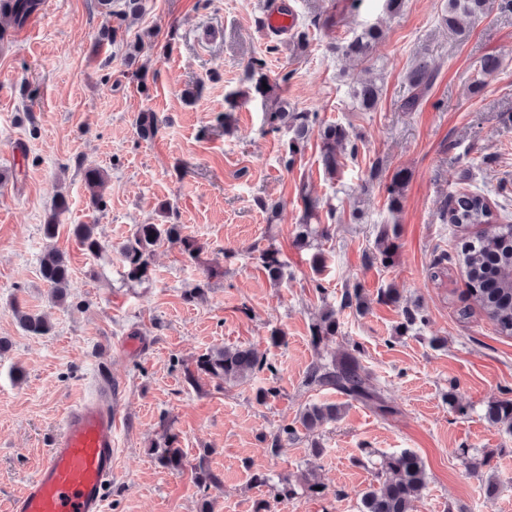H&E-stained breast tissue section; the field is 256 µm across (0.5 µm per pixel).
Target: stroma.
<instances>
[{
	"label": "stroma",
	"mask_w": 512,
	"mask_h": 512,
	"mask_svg": "<svg viewBox=\"0 0 512 512\" xmlns=\"http://www.w3.org/2000/svg\"><path fill=\"white\" fill-rule=\"evenodd\" d=\"M142 3L139 18L110 44L94 40L104 21L97 0H41L23 27L0 37V337L9 342L0 356V512L33 476L72 395L104 374L120 421L107 512H199L205 494L193 469L203 446L224 476L223 487L206 494L212 512H256L263 501L270 512H358L357 495L374 480L373 459L401 450L426 467L427 488L413 512H512V427L483 419L486 404L512 389V338L480 312L460 317L468 299L458 265L433 272L441 255H456L469 238L439 219L452 196L488 189L491 202L512 217V13L491 12L460 43L439 25L445 0H406L398 14L387 12L384 0H363L345 23L312 30L299 55L290 35L263 26L273 0ZM369 23L384 31L370 58L333 52ZM129 42L141 45L146 82L134 79L124 59ZM420 54L437 80L420 109L405 112V71ZM487 55L503 67L471 94ZM254 59L264 61L291 107L360 136L359 153L343 160L338 182L323 174L314 132L294 168L281 166L282 140L264 133L258 98H239L231 129L217 122L225 95L245 89ZM368 76L382 95L376 111L362 112L351 87ZM144 111L158 126L147 141L136 130ZM375 164L381 182L352 201L350 191ZM88 168L107 173L99 211L88 203ZM399 169L410 179L394 214L382 182ZM304 187L319 201L318 224L329 229L308 251L294 245ZM61 194L68 209L56 245L69 260L74 297L57 305L39 257L42 226ZM264 200L279 203L275 222H268ZM162 201L171 205L168 214L156 210ZM146 223L184 225L202 251L195 262L159 248L151 281L130 288L116 248L134 225ZM73 224L96 225L108 252L83 251L69 232ZM384 224L398 228L393 257L365 264ZM271 242L287 265L277 286L257 253ZM315 248L324 256L318 276L310 268ZM315 277L331 303L356 282L369 305L361 317L340 312L338 334L317 348L309 336L322 307ZM203 280L210 283L206 298L185 301V291ZM388 288L403 304L419 306L422 329L396 334L400 310L380 298ZM16 305L44 315L51 334L26 335L12 315ZM274 330L284 344L270 342ZM224 345L254 347L276 375L188 385L186 364ZM352 347L396 415L384 418L335 390L304 385L316 358ZM16 366L23 380L14 379ZM271 382L279 395L256 402V389ZM324 401L344 409L320 430V456H311L312 439L302 429L279 456L268 453L265 435ZM166 422L185 451L179 472L147 453ZM257 471L290 478L295 495L274 499L269 487L253 483ZM308 471L325 496L302 486ZM490 477L498 483L491 500L484 492Z\"/></svg>",
	"instance_id": "1"
}]
</instances>
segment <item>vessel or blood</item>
Returning <instances> with one entry per match:
<instances>
[{
    "mask_svg": "<svg viewBox=\"0 0 512 512\" xmlns=\"http://www.w3.org/2000/svg\"><path fill=\"white\" fill-rule=\"evenodd\" d=\"M296 22L285 0L267 12L266 30L288 33ZM116 414L111 395L79 396L23 492L8 512H106L112 478Z\"/></svg>",
    "mask_w": 512,
    "mask_h": 512,
    "instance_id": "obj_1",
    "label": "vessel or blood"
}]
</instances>
